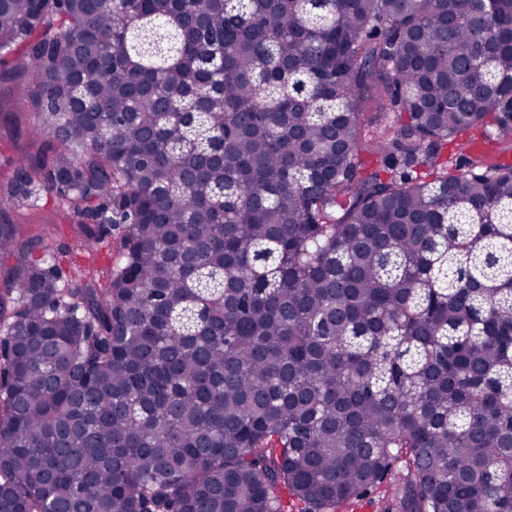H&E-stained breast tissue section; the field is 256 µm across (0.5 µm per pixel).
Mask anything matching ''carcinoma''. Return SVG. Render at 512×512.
Listing matches in <instances>:
<instances>
[{
    "instance_id": "obj_1",
    "label": "carcinoma",
    "mask_w": 512,
    "mask_h": 512,
    "mask_svg": "<svg viewBox=\"0 0 512 512\" xmlns=\"http://www.w3.org/2000/svg\"><path fill=\"white\" fill-rule=\"evenodd\" d=\"M0 80V512H512V0H0ZM31 109L24 84L0 83V153L2 156L36 154L43 144L52 142L46 138L34 141L29 130L38 124ZM8 209L17 224H31L22 227L23 234L36 231L42 224H69L64 213L50 194H42L34 203H16ZM62 230L56 234H48L45 238V244L55 252H73L83 251L79 242L76 240V233L69 226H61Z\"/></svg>"
}]
</instances>
